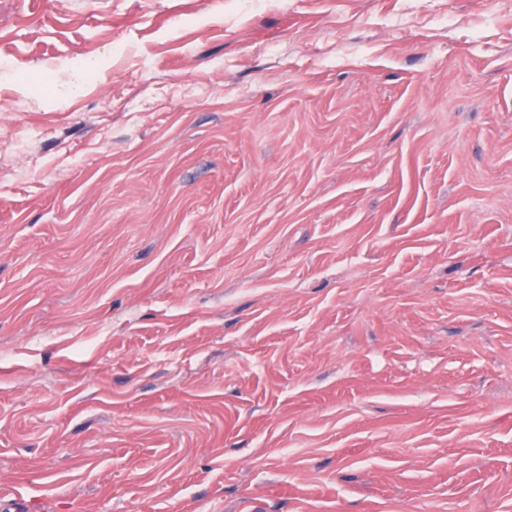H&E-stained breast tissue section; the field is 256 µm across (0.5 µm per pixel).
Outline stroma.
Returning a JSON list of instances; mask_svg holds the SVG:
<instances>
[{
  "instance_id": "obj_1",
  "label": "stroma",
  "mask_w": 512,
  "mask_h": 512,
  "mask_svg": "<svg viewBox=\"0 0 512 512\" xmlns=\"http://www.w3.org/2000/svg\"><path fill=\"white\" fill-rule=\"evenodd\" d=\"M2 491L512 512V0H0Z\"/></svg>"
}]
</instances>
